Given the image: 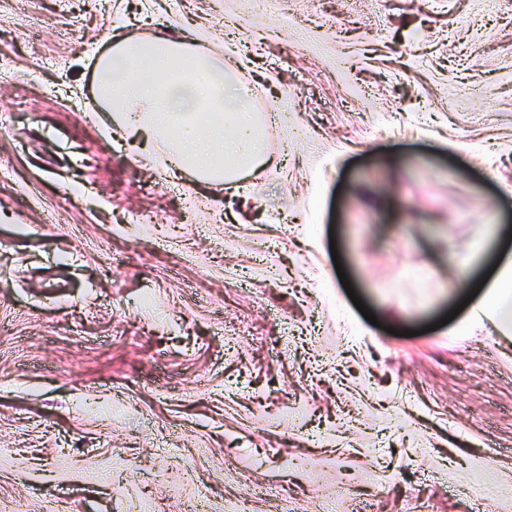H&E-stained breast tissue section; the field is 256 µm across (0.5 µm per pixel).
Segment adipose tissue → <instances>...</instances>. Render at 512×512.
<instances>
[{
	"instance_id": "adipose-tissue-1",
	"label": "adipose tissue",
	"mask_w": 512,
	"mask_h": 512,
	"mask_svg": "<svg viewBox=\"0 0 512 512\" xmlns=\"http://www.w3.org/2000/svg\"><path fill=\"white\" fill-rule=\"evenodd\" d=\"M144 46L117 37L99 60L98 101L120 129L153 134L178 156L181 171L210 184L234 178L264 159L251 93L229 68L180 39H154L148 56ZM474 314L512 325V255H502L501 269L486 284Z\"/></svg>"
}]
</instances>
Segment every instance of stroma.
I'll list each match as a JSON object with an SVG mask.
<instances>
[{
    "label": "stroma",
    "instance_id": "stroma-1",
    "mask_svg": "<svg viewBox=\"0 0 512 512\" xmlns=\"http://www.w3.org/2000/svg\"><path fill=\"white\" fill-rule=\"evenodd\" d=\"M113 33L205 45L270 163L126 138ZM0 56V512H512V338L460 307L512 251V0H0Z\"/></svg>",
    "mask_w": 512,
    "mask_h": 512
}]
</instances>
